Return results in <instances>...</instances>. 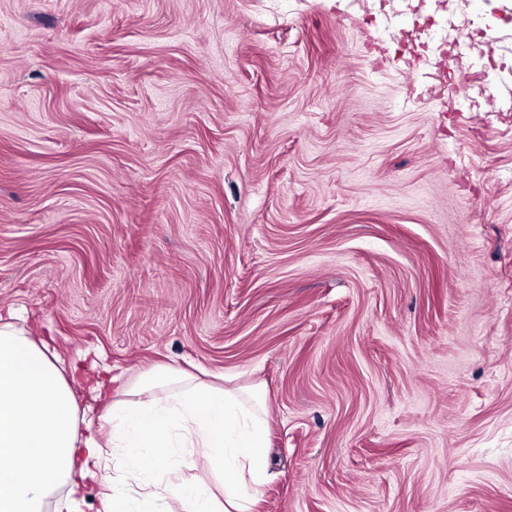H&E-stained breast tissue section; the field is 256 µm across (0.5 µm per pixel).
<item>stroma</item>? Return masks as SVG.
I'll return each instance as SVG.
<instances>
[{
	"label": "stroma",
	"instance_id": "obj_1",
	"mask_svg": "<svg viewBox=\"0 0 512 512\" xmlns=\"http://www.w3.org/2000/svg\"><path fill=\"white\" fill-rule=\"evenodd\" d=\"M511 98L512 0H0V314L262 385L254 512H512Z\"/></svg>",
	"mask_w": 512,
	"mask_h": 512
}]
</instances>
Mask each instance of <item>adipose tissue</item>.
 Masks as SVG:
<instances>
[{
	"label": "adipose tissue",
	"instance_id": "1",
	"mask_svg": "<svg viewBox=\"0 0 512 512\" xmlns=\"http://www.w3.org/2000/svg\"><path fill=\"white\" fill-rule=\"evenodd\" d=\"M48 342L14 314L0 316V512H44L67 488L82 512L90 482L109 486L112 512H252L267 481V403L244 392L156 367L112 400L99 425L80 422L84 390ZM203 469L207 481L189 478Z\"/></svg>",
	"mask_w": 512,
	"mask_h": 512
}]
</instances>
